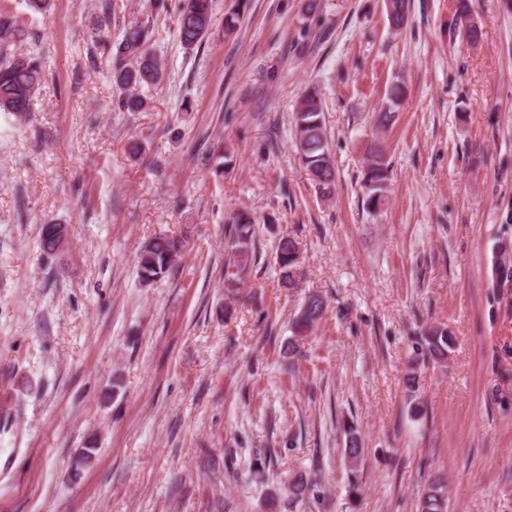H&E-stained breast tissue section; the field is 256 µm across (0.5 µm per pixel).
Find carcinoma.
I'll use <instances>...</instances> for the list:
<instances>
[{
	"instance_id": "carcinoma-1",
	"label": "carcinoma",
	"mask_w": 512,
	"mask_h": 512,
	"mask_svg": "<svg viewBox=\"0 0 512 512\" xmlns=\"http://www.w3.org/2000/svg\"><path fill=\"white\" fill-rule=\"evenodd\" d=\"M112 3L105 4L100 19L103 34L98 44L103 52L112 55V80L121 91L118 106L125 112H144L146 97L137 93L145 86H156L162 79V67L156 55L147 46V31L136 22L123 28L121 38L111 39ZM180 43L184 48H195L205 43L214 25L212 0H182L176 19ZM28 38V32L17 18L0 12V111L25 117L30 112L32 99L43 81V65L39 54L25 52L16 45ZM294 138L299 159L318 191L329 195L335 188L336 169L331 155L326 132L322 100L317 89L307 90L293 112ZM389 165L378 149L371 151L365 166L363 187L366 189L364 204L369 211L383 205V191L388 179ZM59 224L42 225L41 247L50 256L60 246ZM258 230L257 217L248 211L237 212L224 226V242L235 258V269L225 271L224 286L234 288L243 282L248 262L255 252ZM184 249L178 238L159 236L142 247L137 256V271L140 280L151 284L163 278L174 267ZM275 264L279 279L285 285H293L300 269L298 241L290 235L282 236L275 249ZM325 311V301L317 293L309 295L299 308L291 324L292 336L288 345L292 349L300 346L318 325ZM425 349L422 356L433 362L448 359L453 337L448 329L430 327L422 336ZM364 449L360 448L354 432H349L345 455L351 470V491L357 492L356 470ZM314 491V483L303 477L288 485L291 498L301 501ZM420 512H448V487L436 480L423 490Z\"/></svg>"
}]
</instances>
